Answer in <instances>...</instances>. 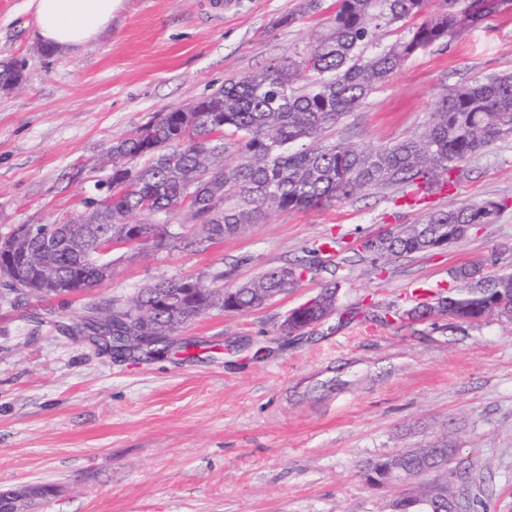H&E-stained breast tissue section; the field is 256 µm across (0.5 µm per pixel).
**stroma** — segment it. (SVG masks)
I'll use <instances>...</instances> for the list:
<instances>
[{
	"mask_svg": "<svg viewBox=\"0 0 512 512\" xmlns=\"http://www.w3.org/2000/svg\"><path fill=\"white\" fill-rule=\"evenodd\" d=\"M302 0H122L110 27L75 52L44 54L27 0H0V61L25 63L0 91V231L78 217L106 178L112 141L209 96L226 79L302 57L328 34L334 0L292 25ZM512 71V0L481 24L408 59L327 136L385 146L420 132L448 92ZM370 189L258 223L195 251L187 208L157 216L163 246L112 252L109 276L50 300L0 301V488L49 486L28 512H389L405 484L373 488L361 470L384 454L442 443L446 475L474 512H512V319L383 324L419 286L448 289L454 268L512 269V208L456 245L390 260L355 256L381 226L412 224ZM512 199V139L484 148L429 207ZM323 267L267 304L210 310L169 351L117 358L66 327L168 278L240 285L308 259ZM338 281L337 312L286 336L285 313Z\"/></svg>",
	"mask_w": 512,
	"mask_h": 512,
	"instance_id": "obj_1",
	"label": "stroma"
}]
</instances>
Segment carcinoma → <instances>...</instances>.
Masks as SVG:
<instances>
[{
	"mask_svg": "<svg viewBox=\"0 0 512 512\" xmlns=\"http://www.w3.org/2000/svg\"><path fill=\"white\" fill-rule=\"evenodd\" d=\"M466 13L462 0H443L423 21L408 28L395 44L367 55L375 29L406 23L422 13L424 0H336L330 32L300 60L274 64L265 70L224 81V86L184 109L162 113L135 134L112 143L109 181L116 187L103 205L96 195L83 198L80 220L38 224L28 248L45 253V263L29 268L13 256L20 277L39 288L52 277L57 295L81 293L104 279L97 249L109 238L136 232L146 241H163L160 224H131L134 212L169 214L189 204L191 218L200 221L204 236L188 238L184 246L204 250L235 234L244 224L258 222L269 209L308 210L330 206L340 199L377 188L390 189L394 204L412 208L419 200L455 187L463 164L485 147L512 138V73L488 76L442 97L425 129L389 145L356 147L322 144L339 120L383 86L408 58L444 42L448 37L483 22L495 11ZM303 71L310 82L295 86ZM16 61L0 64V89L22 81ZM234 151L237 164L224 165ZM507 200L453 204L434 209L410 225H394L365 245L376 259L429 252L464 239L481 224H490ZM95 224L99 236L84 232ZM63 244L48 249L45 239ZM313 262L276 267L235 287L208 288L200 279H160L137 297L160 302L159 289H185L184 321L189 323L211 309L245 311L294 287ZM455 286L448 294L429 293L395 321L420 322L435 315L459 324H472L497 314L512 319V272L482 274L481 266L464 264L452 271ZM339 285L322 290L318 306L303 312V324L318 323L336 311ZM134 314L112 303L94 308L74 323L80 333L91 330L106 341L127 336ZM448 454V448H418L381 455L367 462V482L380 483L397 475L415 474L422 463ZM432 498L431 512H448L462 496L448 482L423 491Z\"/></svg>",
	"mask_w": 512,
	"mask_h": 512,
	"instance_id": "1",
	"label": "carcinoma"
}]
</instances>
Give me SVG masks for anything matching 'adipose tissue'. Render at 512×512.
Listing matches in <instances>:
<instances>
[{
  "label": "adipose tissue",
  "instance_id": "1",
  "mask_svg": "<svg viewBox=\"0 0 512 512\" xmlns=\"http://www.w3.org/2000/svg\"><path fill=\"white\" fill-rule=\"evenodd\" d=\"M121 0H28L34 27L43 44L76 51L105 30Z\"/></svg>",
  "mask_w": 512,
  "mask_h": 512
}]
</instances>
